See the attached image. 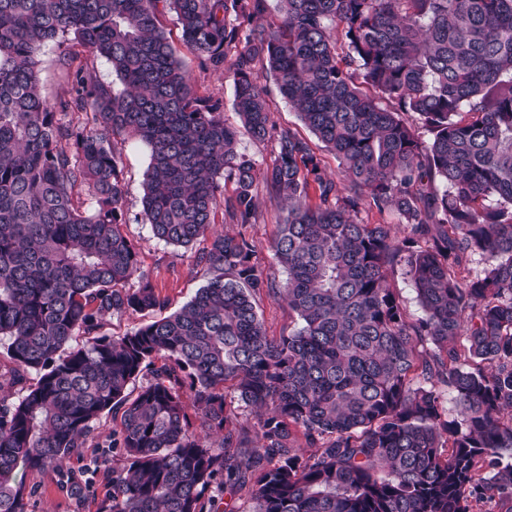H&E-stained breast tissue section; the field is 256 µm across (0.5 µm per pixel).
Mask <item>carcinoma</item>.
Instances as JSON below:
<instances>
[{
  "label": "carcinoma",
  "instance_id": "obj_1",
  "mask_svg": "<svg viewBox=\"0 0 512 512\" xmlns=\"http://www.w3.org/2000/svg\"><path fill=\"white\" fill-rule=\"evenodd\" d=\"M269 10L0 0V340L13 364L0 512H28L17 470L98 447L105 414L121 430L119 462L96 464L112 489L101 512H512V0H277L276 22ZM168 13L198 69L230 72L240 126L195 90ZM60 40L71 87L51 104L40 56ZM96 59L123 90L98 80ZM259 67L343 178L276 125ZM244 134L270 163L239 152ZM130 140L147 152L145 221L169 245L206 243L193 256L206 282L109 336L106 316L169 304L123 231ZM260 183L287 212L282 285L246 235ZM366 204L397 224L362 222ZM220 210L237 234L215 229ZM264 296L298 325L269 335ZM91 488L70 478L77 504ZM393 288H396V293L399 295L406 309L407 315L413 321L423 316V311L416 299V293L411 281L400 274H396L392 281Z\"/></svg>",
  "mask_w": 512,
  "mask_h": 512
}]
</instances>
